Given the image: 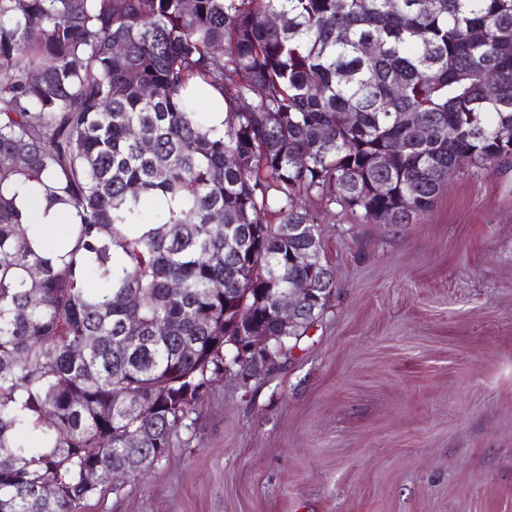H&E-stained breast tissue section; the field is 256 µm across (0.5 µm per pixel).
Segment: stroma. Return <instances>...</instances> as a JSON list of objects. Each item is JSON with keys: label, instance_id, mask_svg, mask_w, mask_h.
Listing matches in <instances>:
<instances>
[{"label": "stroma", "instance_id": "obj_1", "mask_svg": "<svg viewBox=\"0 0 512 512\" xmlns=\"http://www.w3.org/2000/svg\"><path fill=\"white\" fill-rule=\"evenodd\" d=\"M321 238L336 291L292 355L216 379L169 455L84 512H512V162Z\"/></svg>", "mask_w": 512, "mask_h": 512}]
</instances>
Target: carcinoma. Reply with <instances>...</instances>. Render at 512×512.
I'll return each instance as SVG.
<instances>
[{
	"instance_id": "cac0c4a2",
	"label": "carcinoma",
	"mask_w": 512,
	"mask_h": 512,
	"mask_svg": "<svg viewBox=\"0 0 512 512\" xmlns=\"http://www.w3.org/2000/svg\"><path fill=\"white\" fill-rule=\"evenodd\" d=\"M510 159L512 0H0V512H80L168 455L238 337L297 347L327 303L276 302L336 290L331 206L409 224ZM24 208L32 224H38L40 226L45 239H53L57 227V236L60 234L61 236L63 235L66 224L68 223V217L63 211L56 208L46 211L44 206L36 205L31 199L24 200ZM308 301H315L317 304L321 302L308 284L304 282L294 284L279 296L276 305L279 318L286 324L292 322L299 307Z\"/></svg>"
}]
</instances>
